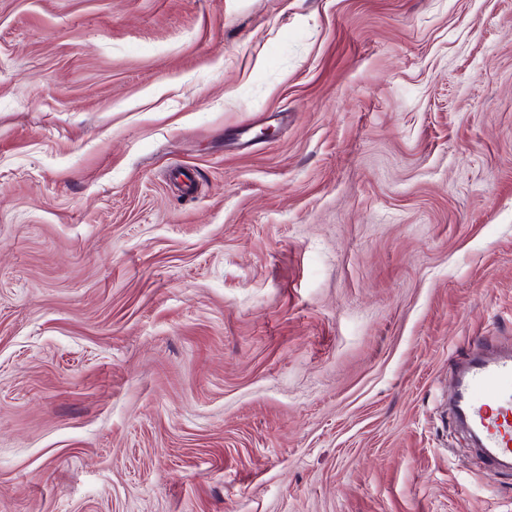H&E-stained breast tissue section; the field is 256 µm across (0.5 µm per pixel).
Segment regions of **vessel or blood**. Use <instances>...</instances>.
Masks as SVG:
<instances>
[{
	"label": "vessel or blood",
	"mask_w": 512,
	"mask_h": 512,
	"mask_svg": "<svg viewBox=\"0 0 512 512\" xmlns=\"http://www.w3.org/2000/svg\"><path fill=\"white\" fill-rule=\"evenodd\" d=\"M463 362L451 391L450 417L475 436L488 470L512 468V351L485 339Z\"/></svg>",
	"instance_id": "1"
}]
</instances>
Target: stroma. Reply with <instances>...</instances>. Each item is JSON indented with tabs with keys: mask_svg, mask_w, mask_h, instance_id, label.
I'll use <instances>...</instances> for the list:
<instances>
[{
	"mask_svg": "<svg viewBox=\"0 0 512 512\" xmlns=\"http://www.w3.org/2000/svg\"><path fill=\"white\" fill-rule=\"evenodd\" d=\"M485 337L512 0H0V512H512ZM471 352L451 391L450 417L475 436L489 471L509 470L512 462V351L481 340Z\"/></svg>",
	"mask_w": 512,
	"mask_h": 512,
	"instance_id": "stroma-1",
	"label": "stroma"
}]
</instances>
